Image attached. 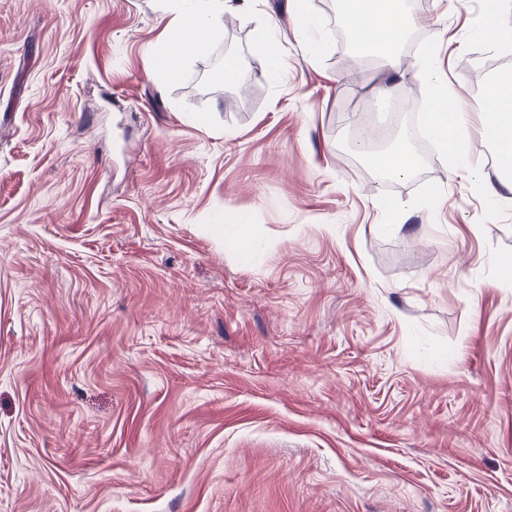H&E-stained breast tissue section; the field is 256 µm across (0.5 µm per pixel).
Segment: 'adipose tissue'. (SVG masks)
<instances>
[{"instance_id":"ef3b65f1","label":"adipose tissue","mask_w":512,"mask_h":512,"mask_svg":"<svg viewBox=\"0 0 512 512\" xmlns=\"http://www.w3.org/2000/svg\"><path fill=\"white\" fill-rule=\"evenodd\" d=\"M173 21L181 24L190 37L171 44L168 54L186 59L203 52L206 36L220 22L225 0H168ZM337 8L361 54L378 59L388 71L399 72L403 65L401 43L406 28L416 25L407 13L405 0H337ZM426 78L432 87L428 103L427 128L443 152L451 158L449 173L476 179L480 171L467 147L470 114L462 105L452 85L435 69H428ZM483 99L489 113L486 128L493 139L498 183H485L491 197L500 189L512 190V69L499 70L488 83Z\"/></svg>"}]
</instances>
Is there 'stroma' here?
Returning <instances> with one entry per match:
<instances>
[{"label": "stroma", "mask_w": 512, "mask_h": 512, "mask_svg": "<svg viewBox=\"0 0 512 512\" xmlns=\"http://www.w3.org/2000/svg\"><path fill=\"white\" fill-rule=\"evenodd\" d=\"M496 6L414 0L397 84L464 43L490 182ZM304 7L326 51L228 0L171 79L166 0H0V512H512V192L449 178L336 0ZM366 123L418 171L377 173ZM483 39L489 43H504L512 39V28L508 32L503 27L498 13L485 16L478 28Z\"/></svg>", "instance_id": "35a3bbf8"}]
</instances>
